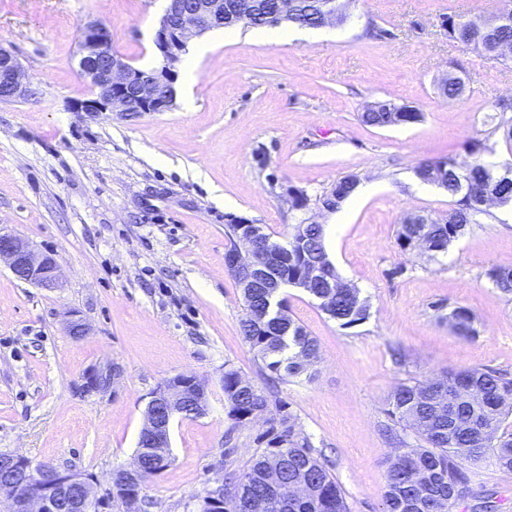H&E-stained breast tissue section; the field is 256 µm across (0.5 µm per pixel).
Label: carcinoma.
Listing matches in <instances>:
<instances>
[{
  "label": "carcinoma",
  "instance_id": "obj_1",
  "mask_svg": "<svg viewBox=\"0 0 512 512\" xmlns=\"http://www.w3.org/2000/svg\"><path fill=\"white\" fill-rule=\"evenodd\" d=\"M279 0H257L269 24L259 21L247 26L274 27ZM328 0H303L292 25L313 28L320 23ZM448 40L471 46L488 57L499 58L498 48L512 45V7L498 15L495 29L456 16L444 17ZM418 110L398 112L386 103L365 110L360 120L372 127L416 123ZM495 128L505 132V142L512 147V100L496 105L491 116ZM490 147L480 141L469 143L462 155L424 161L415 169L418 179L431 181L433 168L444 170L441 185L452 199L448 218L433 224H402L397 236L399 247L414 248L417 238H424L433 253H445L486 214L480 196L492 193L498 204L512 202V163L502 165L484 159ZM359 183L358 176L345 175L330 190L312 198L306 190L288 188L295 197L296 210H305L310 202L332 210L341 206ZM288 265L275 268L276 277L301 282L309 268L323 273L306 292L318 302V308L342 328L364 323L369 306L358 288H333L331 278L338 276L325 248L321 224H294L288 233ZM493 288L512 295V267L491 266L485 271ZM244 317L240 329L245 341L257 353L264 368L279 380L312 379L311 368L319 359V345L304 327L288 313V300L273 288H243ZM455 332L462 337L475 335L474 317L464 307L448 314ZM224 400L228 417L241 423L264 415L270 395L228 368L223 378ZM387 415L393 423L395 452L387 470L383 495L385 512H453L469 490V476L463 462L490 461L512 471V432L504 427L512 415V376L495 369L470 368L446 373L435 381L408 380L397 384L387 400ZM278 417L267 420L269 428L258 443L265 448L242 476L224 482V512H352L345 493L330 472L328 464L310 439L297 429L289 406L276 404ZM401 430H409L416 444H410ZM149 458L141 472L130 477L121 472L112 475V495L126 502L129 487L145 484L155 471L171 462L168 441L152 448L137 449Z\"/></svg>",
  "mask_w": 512,
  "mask_h": 512
}]
</instances>
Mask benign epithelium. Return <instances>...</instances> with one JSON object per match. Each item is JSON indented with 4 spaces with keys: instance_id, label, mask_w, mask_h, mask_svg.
Listing matches in <instances>:
<instances>
[{
    "instance_id": "7a95c632",
    "label": "benign epithelium",
    "mask_w": 512,
    "mask_h": 512,
    "mask_svg": "<svg viewBox=\"0 0 512 512\" xmlns=\"http://www.w3.org/2000/svg\"><path fill=\"white\" fill-rule=\"evenodd\" d=\"M169 0V5L155 31L153 45L160 66L149 70L137 68L112 50L106 28L99 22L87 24L79 36V68L90 81V95L76 101L78 112H166L174 104L172 84L176 67L188 43L205 32L241 23L252 18L253 0ZM26 75L12 51L0 47V102H10L26 95ZM240 225L234 244L225 253L227 270L249 288L268 278L275 254L261 245V231L246 217H232ZM7 264L13 275L43 288L61 286L57 261L40 254L14 234L0 232V263ZM91 325L71 315L67 332L75 338L89 334ZM120 373L119 368L92 369L83 384L87 393L106 388ZM204 385L192 375H176L158 388L145 410L140 438L159 436L163 425L155 410L166 407L172 412L193 404L204 396ZM8 499L7 512H100V498L95 479L77 471L60 470L46 463H35L21 454L0 453V495ZM200 512H224V482L216 481L198 498Z\"/></svg>"
}]
</instances>
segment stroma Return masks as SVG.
<instances>
[{
  "instance_id": "stroma-1",
  "label": "stroma",
  "mask_w": 512,
  "mask_h": 512,
  "mask_svg": "<svg viewBox=\"0 0 512 512\" xmlns=\"http://www.w3.org/2000/svg\"><path fill=\"white\" fill-rule=\"evenodd\" d=\"M344 20L300 29L293 40L225 39L196 62L194 105L125 116L77 112L90 85L77 64L88 22L107 26L114 52L157 65L153 35L167 0H0V45L28 77V94L0 102V231L52 255L63 287L18 280L0 264V451L92 475L107 490L137 451L152 393L195 375L207 410L170 425L171 463L142 491L147 512H195L208 481L250 467L265 420L227 416L223 378L233 368L289 405L314 448L333 463L352 512H383L392 448L384 433L392 388L443 372L512 373V296L489 266H512V206L494 205L447 254L402 250L404 219L443 218L451 199L415 175L423 161L482 140L489 161L512 160L489 117L512 97V58L449 40L442 19L494 20L506 0H340ZM464 82L445 97L447 73ZM379 101L416 107L421 121L377 128L360 114ZM354 174L365 192L327 239L338 274L370 305L340 328L302 289L285 288L291 316L315 337L312 381L269 386L245 341L240 290L225 265L224 226L243 216L285 241L293 224H330L318 207L292 209L288 188L315 196ZM465 307L475 336L447 315ZM92 326L76 339L68 312ZM120 374L87 394L84 377ZM468 512L495 492L512 512V471L469 466Z\"/></svg>"
}]
</instances>
